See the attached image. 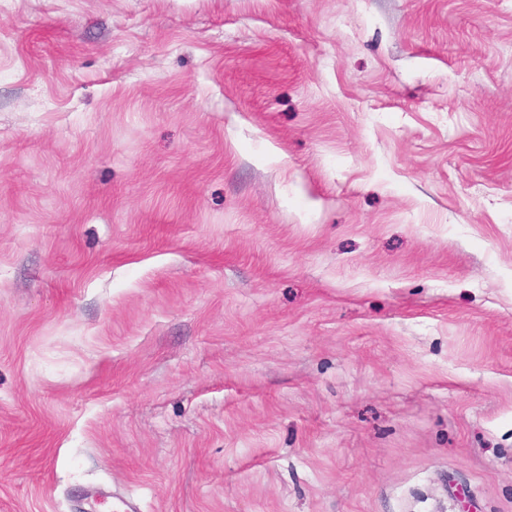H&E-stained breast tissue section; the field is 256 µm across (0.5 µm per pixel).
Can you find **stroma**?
Returning <instances> with one entry per match:
<instances>
[{
  "mask_svg": "<svg viewBox=\"0 0 512 512\" xmlns=\"http://www.w3.org/2000/svg\"><path fill=\"white\" fill-rule=\"evenodd\" d=\"M124 498L512 512V0H0V512Z\"/></svg>",
  "mask_w": 512,
  "mask_h": 512,
  "instance_id": "obj_1",
  "label": "stroma"
}]
</instances>
